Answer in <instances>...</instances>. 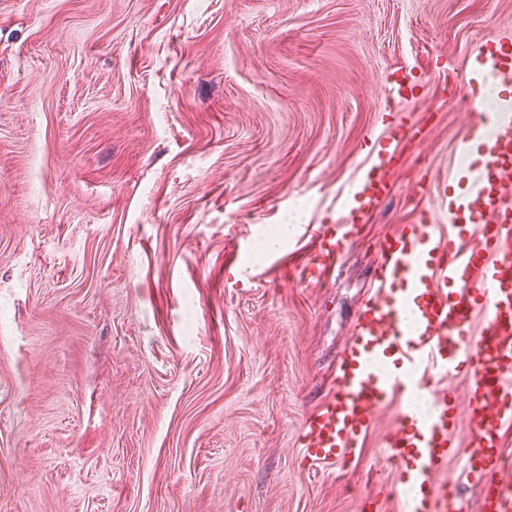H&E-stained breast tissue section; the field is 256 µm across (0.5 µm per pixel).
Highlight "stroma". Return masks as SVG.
<instances>
[{"mask_svg": "<svg viewBox=\"0 0 512 512\" xmlns=\"http://www.w3.org/2000/svg\"><path fill=\"white\" fill-rule=\"evenodd\" d=\"M510 24L512 0H0V512H399L395 407L347 470L297 435L378 239L458 192L467 110L401 102L434 123L334 278L289 283L301 234L256 247L339 219L388 69L467 96Z\"/></svg>", "mask_w": 512, "mask_h": 512, "instance_id": "obj_1", "label": "stroma"}]
</instances>
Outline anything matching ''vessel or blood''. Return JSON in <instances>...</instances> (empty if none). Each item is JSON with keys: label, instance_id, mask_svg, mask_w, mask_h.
Wrapping results in <instances>:
<instances>
[{"label": "vessel or blood", "instance_id": "obj_1", "mask_svg": "<svg viewBox=\"0 0 512 512\" xmlns=\"http://www.w3.org/2000/svg\"><path fill=\"white\" fill-rule=\"evenodd\" d=\"M472 82L494 78L496 112L468 111L487 129L479 149L459 142L472 179L460 201H449L447 224L420 211L376 244L373 283L359 305L350 340L331 375L324 403L307 414L298 439L305 467H349L380 409L399 406L385 438L386 458L413 499L403 512H466L448 463L463 459V475L481 489L479 512H512V458L503 437L512 429V32L486 39L472 62ZM392 96L417 97L423 87L411 69L392 68ZM417 114L392 113L376 158L350 194L338 223L321 224L313 244L290 271L293 282L330 279L369 216L391 195V172L402 149L425 135ZM485 320L477 336L468 324ZM465 377L470 436L466 451L452 438L458 396L436 389L434 371Z\"/></svg>", "mask_w": 512, "mask_h": 512}]
</instances>
